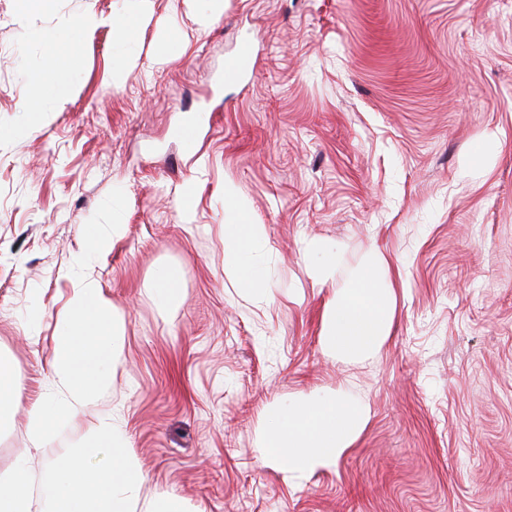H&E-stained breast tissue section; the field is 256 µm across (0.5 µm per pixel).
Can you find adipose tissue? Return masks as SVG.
<instances>
[{
  "label": "adipose tissue",
  "instance_id": "1",
  "mask_svg": "<svg viewBox=\"0 0 512 512\" xmlns=\"http://www.w3.org/2000/svg\"><path fill=\"white\" fill-rule=\"evenodd\" d=\"M225 276L242 288L261 289L263 276L253 246L266 243L267 228L246 219L244 204L225 187ZM394 291L385 254L371 247L351 283L327 304L321 343L337 358H357L379 349L390 334ZM125 324L93 272L72 290L57 325L51 359L53 388L28 410L35 436L83 414L104 388L125 349ZM370 410L349 402L342 389H316L268 406L257 432L260 461L284 478L300 480L335 468L368 423ZM42 487H35L29 459H18L0 477V512H188L169 498L141 504L146 475L116 416L98 418L89 438L77 448L46 461Z\"/></svg>",
  "mask_w": 512,
  "mask_h": 512
}]
</instances>
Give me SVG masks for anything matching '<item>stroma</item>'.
I'll return each instance as SVG.
<instances>
[{
  "mask_svg": "<svg viewBox=\"0 0 512 512\" xmlns=\"http://www.w3.org/2000/svg\"><path fill=\"white\" fill-rule=\"evenodd\" d=\"M201 2L0 0V356L20 389L0 471L40 466L117 412L146 502L512 512V0H224L198 32ZM87 15L100 25L80 29ZM68 29L74 43L40 38ZM245 40L246 79L224 81ZM48 69L50 94L31 80ZM228 184L268 230L260 292L224 275ZM111 222L122 235L94 270L123 359L84 416L34 443L27 411L51 389L87 229ZM313 237L335 249L334 285L312 284ZM374 246L391 334L338 359L324 309ZM164 266L179 275L170 309L151 296ZM339 387L371 417L335 469L295 484L262 465L265 408Z\"/></svg>",
  "mask_w": 512,
  "mask_h": 512,
  "instance_id": "obj_1",
  "label": "stroma"
}]
</instances>
